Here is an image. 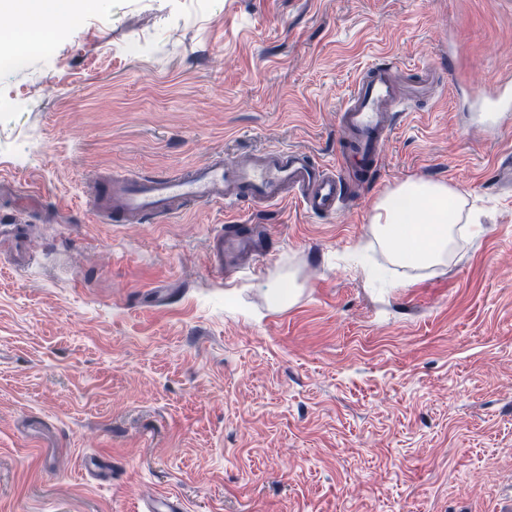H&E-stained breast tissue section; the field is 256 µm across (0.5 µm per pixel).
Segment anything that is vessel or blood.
I'll list each match as a JSON object with an SVG mask.
<instances>
[{
  "label": "vessel or blood",
  "mask_w": 512,
  "mask_h": 512,
  "mask_svg": "<svg viewBox=\"0 0 512 512\" xmlns=\"http://www.w3.org/2000/svg\"><path fill=\"white\" fill-rule=\"evenodd\" d=\"M411 97L393 81L386 64L365 68L354 82L338 114V166L324 167L305 155L281 147L254 153L237 165L213 159L177 176L155 175L139 180L103 179L92 194L99 218L109 224H131L144 217H164L187 203H221L237 209L295 196L313 214L335 212L350 179L376 173L398 112ZM486 130L500 135L512 121V77L500 78L485 96L473 99ZM248 238L217 236L216 271L224 269L225 249L246 250Z\"/></svg>",
  "instance_id": "vessel-or-blood-1"
}]
</instances>
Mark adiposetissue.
Returning <instances> with one entry per match:
<instances>
[{"instance_id": "ef3b65f1", "label": "adipose tissue", "mask_w": 512, "mask_h": 512, "mask_svg": "<svg viewBox=\"0 0 512 512\" xmlns=\"http://www.w3.org/2000/svg\"><path fill=\"white\" fill-rule=\"evenodd\" d=\"M466 201L452 185L405 181L385 193L370 219L377 245L397 267L416 272L441 265L462 225L471 223Z\"/></svg>"}]
</instances>
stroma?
I'll return each mask as SVG.
<instances>
[{
    "label": "stroma",
    "instance_id": "35a3bbf8",
    "mask_svg": "<svg viewBox=\"0 0 512 512\" xmlns=\"http://www.w3.org/2000/svg\"><path fill=\"white\" fill-rule=\"evenodd\" d=\"M9 64L0 41V512H512V176L470 98L512 73V0H88ZM374 180L332 215L294 198L192 204L106 224L103 172L176 174L285 146L336 162L359 73L407 83ZM445 181L479 215L445 265L405 286L372 208ZM260 227L266 254L213 237ZM292 275L298 295L270 301ZM97 474L83 468L85 455ZM237 225L233 224L224 236V232L217 236L214 245L215 269L224 273V241L231 250L245 251L250 245V239L234 234Z\"/></svg>",
    "mask_w": 512,
    "mask_h": 512
}]
</instances>
